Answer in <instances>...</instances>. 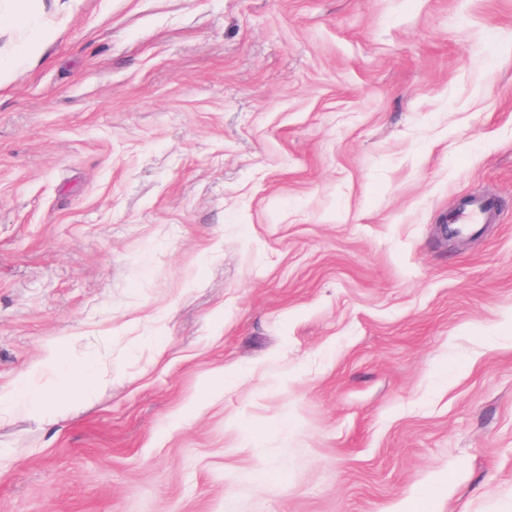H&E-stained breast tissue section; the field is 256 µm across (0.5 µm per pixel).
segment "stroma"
Wrapping results in <instances>:
<instances>
[{"instance_id": "35a3bbf8", "label": "stroma", "mask_w": 512, "mask_h": 512, "mask_svg": "<svg viewBox=\"0 0 512 512\" xmlns=\"http://www.w3.org/2000/svg\"><path fill=\"white\" fill-rule=\"evenodd\" d=\"M14 8L0 512H512V0ZM496 210V203L489 198H473L470 204L451 216V224L458 234L476 231L485 224L489 215ZM57 369L65 387L74 394L84 395L90 379V370L83 366H73L65 361L57 364ZM52 401L53 394L50 391L34 384L29 378L22 377L10 395L0 397V409L3 406L13 408L30 405L48 408Z\"/></svg>"}]
</instances>
